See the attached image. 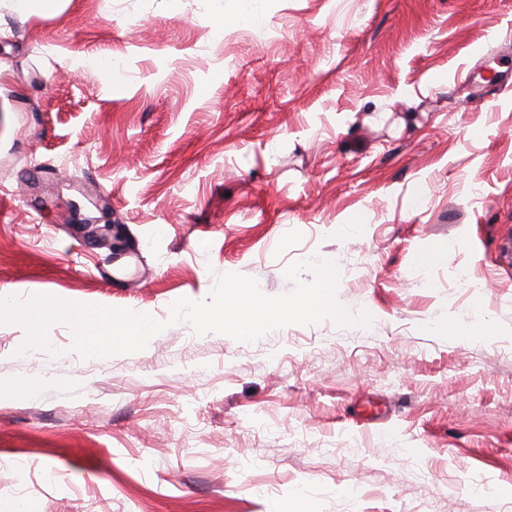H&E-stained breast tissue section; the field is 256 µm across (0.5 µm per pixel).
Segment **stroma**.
<instances>
[{"label":"stroma","instance_id":"obj_1","mask_svg":"<svg viewBox=\"0 0 512 512\" xmlns=\"http://www.w3.org/2000/svg\"><path fill=\"white\" fill-rule=\"evenodd\" d=\"M512 0L0 8V292L164 321L218 275L327 259L370 327L22 355L0 324V512H512ZM123 62L113 75L107 61ZM118 225L128 264L80 232Z\"/></svg>","mask_w":512,"mask_h":512}]
</instances>
